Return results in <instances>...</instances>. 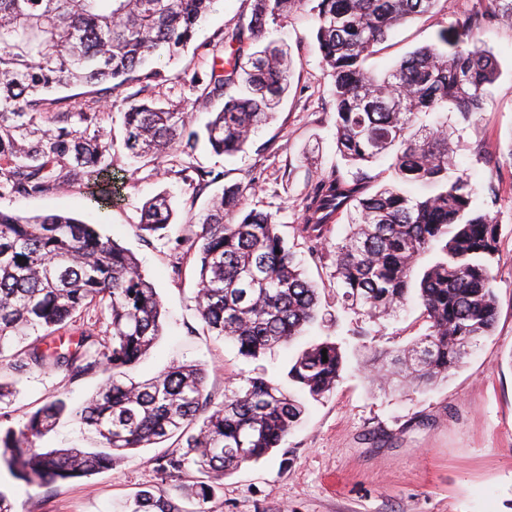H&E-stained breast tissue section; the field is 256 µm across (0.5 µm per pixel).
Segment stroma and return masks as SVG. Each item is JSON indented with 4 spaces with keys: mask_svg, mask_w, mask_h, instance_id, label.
Returning a JSON list of instances; mask_svg holds the SVG:
<instances>
[{
    "mask_svg": "<svg viewBox=\"0 0 512 512\" xmlns=\"http://www.w3.org/2000/svg\"><path fill=\"white\" fill-rule=\"evenodd\" d=\"M486 3L440 0L432 13L405 23L379 44L369 67L379 73L390 70L410 51L431 43L438 28ZM250 17L251 0H222L193 45L166 68L167 80L155 87V97L179 103L183 75L205 65L203 44L222 29L248 24ZM280 33L293 62L288 94L273 120L235 156L202 144L192 151H173L161 163L132 157L123 147V114L138 83L82 88L74 101L88 118H72V127L90 135L110 134L113 168L126 180L111 207L93 209L78 184L39 197L0 198L1 209L21 216L62 212L96 225L102 235L132 251L163 305V332L132 376L145 379L173 363L198 365L215 405L260 368L287 385L289 362L312 343L345 336L353 345L400 348L427 328L414 304L376 323L345 310L330 264L309 257L294 234L308 177L344 168L345 162L336 150L331 78L308 5L294 6L281 20ZM476 41L496 57L500 75L487 89L482 112L458 126L451 142L454 174L467 175L476 186L494 183L500 198L495 267L499 317L492 334L480 339L446 380L425 392H391L346 372L332 393L307 402L302 424L275 454L226 475L205 505L184 501L186 512H512V27H491L477 34ZM235 183L246 188V208L274 216L320 294L318 320L309 331L258 360L242 356L237 346L206 330L191 300L195 260L177 246L214 195ZM161 192L171 196L175 218L167 235L142 240L135 230L142 207ZM0 379L14 381L16 387L10 403L0 407L10 425H19L47 396L56 395L66 401L68 412L42 446H95L96 436L71 412L98 390L101 374L73 379L48 368L16 378L4 369ZM173 446L168 440L130 451L112 469L48 489L28 487L1 470L0 488L10 493L19 512H124L131 495L157 485L154 460Z\"/></svg>",
    "mask_w": 512,
    "mask_h": 512,
    "instance_id": "35a3bbf8",
    "label": "stroma"
}]
</instances>
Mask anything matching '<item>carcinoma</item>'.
I'll use <instances>...</instances> for the list:
<instances>
[{"label":"carcinoma","mask_w":512,"mask_h":512,"mask_svg":"<svg viewBox=\"0 0 512 512\" xmlns=\"http://www.w3.org/2000/svg\"><path fill=\"white\" fill-rule=\"evenodd\" d=\"M222 0H0V197L39 196L87 182L90 203H112L113 141L71 129L73 106L44 94L117 80L141 83L142 98L124 112V148L163 159L205 138L233 156L273 118L290 86L288 49L263 42L266 25L303 0H252L247 28L236 26L204 44L209 69L193 72L182 106H164L150 91L167 81L165 59L180 54ZM440 0H316L315 38L332 78L336 150L354 167L308 179L295 230L309 255L332 257L345 307L370 321L416 301L427 332L410 345L372 355L382 387L428 388L448 377L468 349L493 331L499 303L494 265L500 227L493 183L478 195L452 166L448 114L467 123L499 76L494 55L475 36L512 26V0L458 15L435 41L379 76L366 67L375 47ZM211 113L192 129L197 107ZM388 162L389 183L367 192L369 170ZM430 188L411 195L407 186ZM243 188L213 199L200 230L181 239L199 265L195 310L215 335L258 359L303 333L318 316L317 288L269 213L242 208ZM170 198L143 206L144 237L171 223ZM345 220L336 245L331 226ZM433 256L423 264L427 256ZM98 306L109 335L74 334L78 318ZM162 302L135 255L95 225L65 213L23 218L0 210V368L16 375L93 371L101 388L75 417L94 430L101 449L54 448L40 440L67 409L51 396L17 429L0 432V465L30 487L49 488L112 467L131 450L177 437V449L155 458L161 482L194 470L204 476L192 495L206 503L213 484L277 451L305 413V400L264 375L210 409L206 374L177 364L145 381L127 373L162 335ZM345 340L326 339L300 352L288 380L313 400L332 392L348 369ZM327 361H322V357ZM164 486L136 494L127 512H185Z\"/></svg>","instance_id":"1"}]
</instances>
